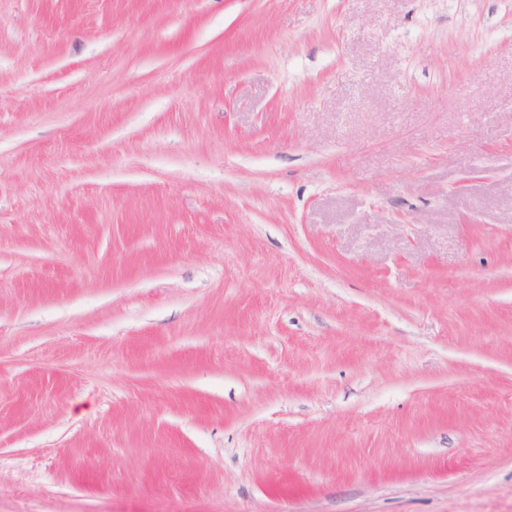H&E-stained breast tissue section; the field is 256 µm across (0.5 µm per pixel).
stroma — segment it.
<instances>
[{"mask_svg": "<svg viewBox=\"0 0 512 512\" xmlns=\"http://www.w3.org/2000/svg\"><path fill=\"white\" fill-rule=\"evenodd\" d=\"M0 512H512V0H0Z\"/></svg>", "mask_w": 512, "mask_h": 512, "instance_id": "obj_1", "label": "stroma"}]
</instances>
